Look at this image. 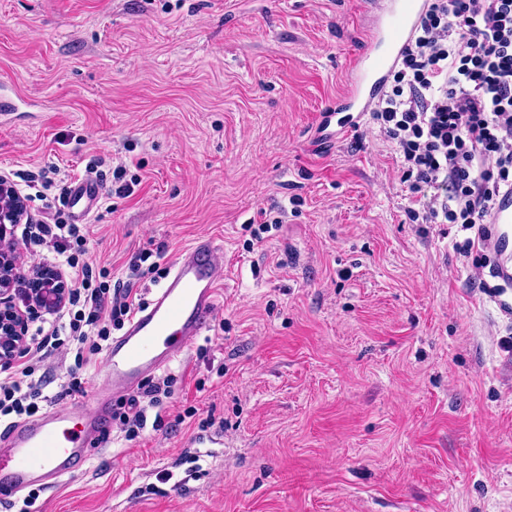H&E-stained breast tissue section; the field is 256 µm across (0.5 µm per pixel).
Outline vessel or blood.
<instances>
[{"instance_id": "b4317fda", "label": "vessel or blood", "mask_w": 512, "mask_h": 512, "mask_svg": "<svg viewBox=\"0 0 512 512\" xmlns=\"http://www.w3.org/2000/svg\"><path fill=\"white\" fill-rule=\"evenodd\" d=\"M427 7L428 0H385L366 50L350 65L346 95L321 115L319 141L330 142L336 129H349L344 113L364 114L379 100L381 85L413 38ZM100 190L92 178L71 185L74 221H82L94 208ZM482 243L497 257L492 277L503 287H511L512 194L497 200ZM215 254L209 237L197 238L181 250L166 286L130 317L123 335L106 348L104 385L95 392L91 409L55 405L0 433V486L15 491L35 484L51 487L83 467L88 445L103 436L112 396L133 392L144 376L178 358L205 329L221 285Z\"/></svg>"}]
</instances>
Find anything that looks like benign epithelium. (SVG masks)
I'll list each match as a JSON object with an SVG mask.
<instances>
[{"instance_id":"obj_1","label":"benign epithelium","mask_w":512,"mask_h":512,"mask_svg":"<svg viewBox=\"0 0 512 512\" xmlns=\"http://www.w3.org/2000/svg\"><path fill=\"white\" fill-rule=\"evenodd\" d=\"M23 223H31L27 199L1 175L0 242L12 240ZM66 288L60 271L45 265L23 272L0 255V365L9 366L25 350L32 314L62 307Z\"/></svg>"}]
</instances>
